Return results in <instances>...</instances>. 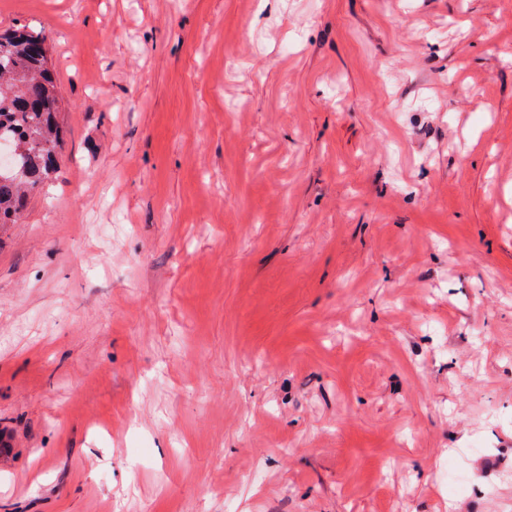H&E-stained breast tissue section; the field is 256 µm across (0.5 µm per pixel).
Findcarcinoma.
Wrapping results in <instances>:
<instances>
[{
	"instance_id": "carcinoma-1",
	"label": "carcinoma",
	"mask_w": 512,
	"mask_h": 512,
	"mask_svg": "<svg viewBox=\"0 0 512 512\" xmlns=\"http://www.w3.org/2000/svg\"><path fill=\"white\" fill-rule=\"evenodd\" d=\"M2 56L8 65L0 67V139L20 148L21 174L0 172V224H14L27 194L57 169L59 87L45 66L40 33L0 36Z\"/></svg>"
}]
</instances>
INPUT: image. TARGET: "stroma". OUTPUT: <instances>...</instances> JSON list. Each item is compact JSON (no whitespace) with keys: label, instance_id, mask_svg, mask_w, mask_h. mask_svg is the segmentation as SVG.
I'll use <instances>...</instances> for the list:
<instances>
[{"label":"stroma","instance_id":"obj_1","mask_svg":"<svg viewBox=\"0 0 512 512\" xmlns=\"http://www.w3.org/2000/svg\"><path fill=\"white\" fill-rule=\"evenodd\" d=\"M24 25L62 145L0 228V512H512V0Z\"/></svg>","mask_w":512,"mask_h":512}]
</instances>
